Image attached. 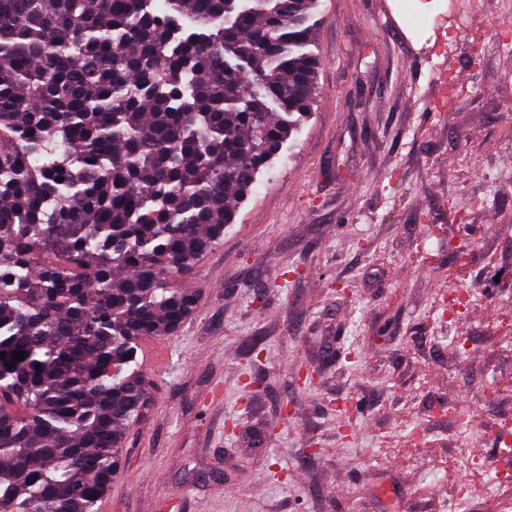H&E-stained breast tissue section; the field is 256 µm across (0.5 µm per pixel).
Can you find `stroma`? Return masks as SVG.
<instances>
[{"label": "stroma", "mask_w": 512, "mask_h": 512, "mask_svg": "<svg viewBox=\"0 0 512 512\" xmlns=\"http://www.w3.org/2000/svg\"><path fill=\"white\" fill-rule=\"evenodd\" d=\"M318 16L313 109L170 275L196 307L140 347L149 401L95 512H512V480L486 490L512 421V0L456 35L442 116L397 0Z\"/></svg>", "instance_id": "35a3bbf8"}]
</instances>
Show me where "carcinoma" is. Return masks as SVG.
Segmentation results:
<instances>
[{
	"label": "carcinoma",
	"instance_id": "carcinoma-1",
	"mask_svg": "<svg viewBox=\"0 0 512 512\" xmlns=\"http://www.w3.org/2000/svg\"><path fill=\"white\" fill-rule=\"evenodd\" d=\"M316 6L0 0V512H94L147 402L139 342L196 304L167 275L316 101Z\"/></svg>",
	"mask_w": 512,
	"mask_h": 512
}]
</instances>
